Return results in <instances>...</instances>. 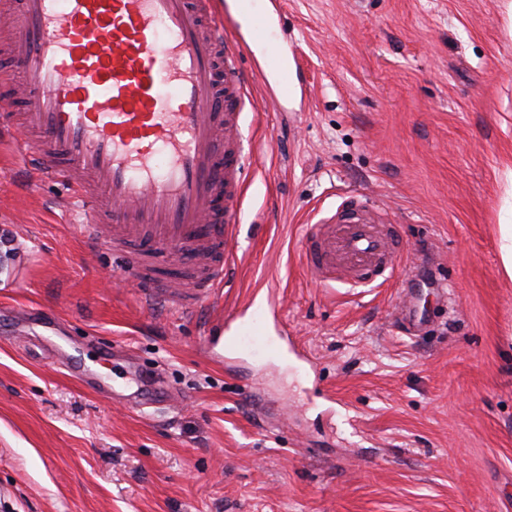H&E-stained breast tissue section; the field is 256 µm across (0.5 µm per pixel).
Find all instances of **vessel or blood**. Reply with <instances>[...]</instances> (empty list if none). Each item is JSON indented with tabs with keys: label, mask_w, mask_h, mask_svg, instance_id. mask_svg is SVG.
<instances>
[{
	"label": "vessel or blood",
	"mask_w": 512,
	"mask_h": 512,
	"mask_svg": "<svg viewBox=\"0 0 512 512\" xmlns=\"http://www.w3.org/2000/svg\"><path fill=\"white\" fill-rule=\"evenodd\" d=\"M249 0H20L11 54L20 88L0 95V132L20 130L34 181L61 178L87 240L125 251L146 307L193 313L216 299L235 267L227 241L239 221L247 154L237 106L250 94L242 43L267 42L273 13L251 14L246 33L225 40L224 23ZM259 73L275 103L304 94L282 48ZM349 191L308 237L306 261L320 274L351 269L353 286H383L398 268L391 223L370 217ZM277 292L249 304L260 324L234 335L207 330L213 359L232 366L246 338L266 352L290 345L276 326ZM62 356L80 384L98 388L99 363L71 345Z\"/></svg>",
	"instance_id": "obj_1"
}]
</instances>
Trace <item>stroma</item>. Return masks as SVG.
<instances>
[{
	"mask_svg": "<svg viewBox=\"0 0 512 512\" xmlns=\"http://www.w3.org/2000/svg\"><path fill=\"white\" fill-rule=\"evenodd\" d=\"M285 3L272 41L308 94L277 109L254 83L237 268L194 314L146 308L120 255L75 234L66 184L0 140V512H512V0ZM348 190L429 273L404 325L402 273L353 288L306 266ZM267 280L305 355L225 371L203 329ZM19 308L113 375L136 365L123 402L79 386L41 324L19 333ZM157 374L174 400L128 402ZM501 222L502 224H499L501 263L505 275L512 279V215L509 210Z\"/></svg>",
	"mask_w": 512,
	"mask_h": 512,
	"instance_id": "obj_1",
	"label": "stroma"
}]
</instances>
